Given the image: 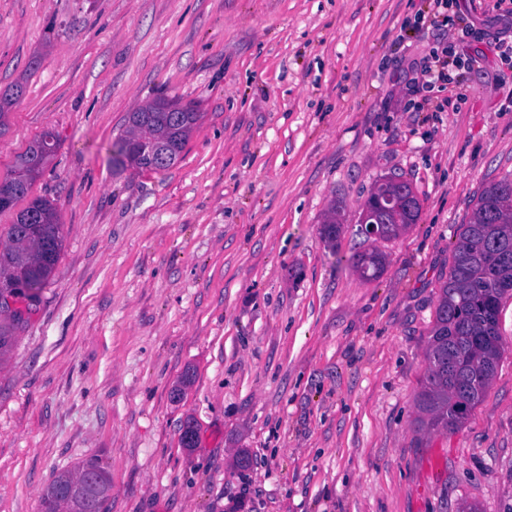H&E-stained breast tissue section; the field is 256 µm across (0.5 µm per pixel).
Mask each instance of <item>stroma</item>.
<instances>
[{"mask_svg": "<svg viewBox=\"0 0 512 512\" xmlns=\"http://www.w3.org/2000/svg\"><path fill=\"white\" fill-rule=\"evenodd\" d=\"M432 3L0 0V93L23 87L0 181L55 132L29 195L62 226L0 356V512H41L89 461L105 512H512V300L468 420L417 424L460 226L512 179V0ZM160 98L201 114L180 157L114 167L130 112ZM393 175L417 224L358 235ZM373 246L367 282L351 262ZM321 232L325 240L335 245L338 238L343 233V220L341 216V206L332 203L325 214ZM352 260L355 272L365 281L378 279L384 271L385 256L377 249L356 253Z\"/></svg>", "mask_w": 512, "mask_h": 512, "instance_id": "stroma-1", "label": "stroma"}]
</instances>
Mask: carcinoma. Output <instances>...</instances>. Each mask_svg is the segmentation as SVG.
I'll list each match as a JSON object with an SVG mask.
<instances>
[{
    "mask_svg": "<svg viewBox=\"0 0 512 512\" xmlns=\"http://www.w3.org/2000/svg\"><path fill=\"white\" fill-rule=\"evenodd\" d=\"M199 119L193 107L175 99L150 101L130 114L129 130L116 143L115 161L122 164L133 152L154 143L168 146L177 157ZM56 146V136L46 132L17 157L9 177L0 183L13 189L9 204L0 206V212L13 209L28 195L48 162L45 153ZM510 181L504 178L483 190L454 244L426 352L428 371L417 400L423 425L445 431L459 427L495 375L501 353V307L512 299V196L502 192ZM419 216L398 210L376 216L363 211L360 223L383 224L380 239L388 241L400 237ZM0 232L8 241L0 251V278L16 284L1 289L0 298L32 300L35 295L28 289H41L60 258L62 232L56 208L48 200L35 198ZM321 232L329 244L336 243L343 233L341 206L330 205ZM384 267L385 256L377 249L353 256V268L365 281L378 279ZM77 476L69 470L55 476L42 494L44 512H101L111 491L105 472L85 493L67 501L57 498L55 488Z\"/></svg>",
    "mask_w": 512,
    "mask_h": 512,
    "instance_id": "carcinoma-1",
    "label": "carcinoma"
}]
</instances>
